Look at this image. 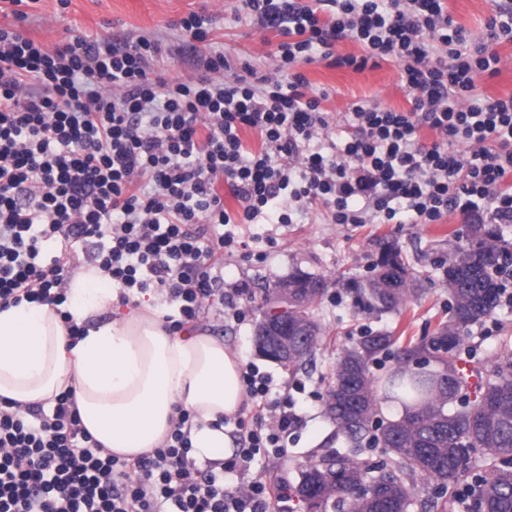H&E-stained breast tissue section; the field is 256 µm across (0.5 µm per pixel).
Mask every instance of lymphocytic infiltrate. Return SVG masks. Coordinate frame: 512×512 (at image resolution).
Wrapping results in <instances>:
<instances>
[{"mask_svg":"<svg viewBox=\"0 0 512 512\" xmlns=\"http://www.w3.org/2000/svg\"><path fill=\"white\" fill-rule=\"evenodd\" d=\"M10 3L15 23L0 26V307L63 303L67 254L79 247L120 304L148 292L176 303L170 330L198 328L218 305L240 323L250 310L224 280L234 225L288 224L312 205L335 224H435L451 213L512 223V96L475 94L479 77L500 71L496 45L512 42V0H496L477 37L444 0H243L281 38L275 68L253 79L207 50L205 13L178 23L204 46L195 75L180 79L153 68L160 41L86 35L50 49L19 28L31 0ZM346 39L362 55H338ZM316 61L396 63L409 109L355 104L351 133L325 147L328 93L302 72ZM245 129L259 133V151L243 143ZM52 238L64 253L42 262ZM241 380L254 415L236 419L233 454L203 470L189 457L187 411L162 447L127 459L82 427L73 390L48 411L1 401L0 512H268L283 486L254 480L232 493L224 477L284 454L298 418L288 400L269 399L258 368L245 366Z\"/></svg>","mask_w":512,"mask_h":512,"instance_id":"obj_1","label":"lymphocytic infiltrate"}]
</instances>
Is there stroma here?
Listing matches in <instances>:
<instances>
[{
	"mask_svg": "<svg viewBox=\"0 0 512 512\" xmlns=\"http://www.w3.org/2000/svg\"><path fill=\"white\" fill-rule=\"evenodd\" d=\"M200 11L213 17L212 49L223 51L233 63H249L256 71L272 69L278 39L242 10L238 0H68L64 7L58 0H36L21 30L50 48L85 34L157 38L164 48L158 68L185 78L193 67L178 23ZM303 73L314 89L329 94L322 107L329 114L328 136L335 140L347 135L345 116L358 100L396 109L409 106L399 68L390 61L361 71L314 62L304 66ZM236 233L247 248L225 253L224 277L246 285L242 303L251 309L252 318L239 324L211 314L205 325L210 334L224 339L242 364L255 365L272 377V396L293 401L301 423L289 435L284 455L257 458L250 471L226 477L224 486L233 492L272 472L292 489L298 482V466L309 455L322 452L327 444L343 452L349 449L345 436L337 434L324 413L326 385L340 348L370 330L389 332L404 344L431 335L439 322L447 320L451 298L439 262L465 244L467 228L457 214L437 224H332L324 210L312 209L293 224H243ZM390 245L400 249L405 263L418 274L423 292L397 313L364 309L349 284L365 281L372 263ZM298 270L323 278L327 289L315 311L322 333L313 364L292 376L259 355L254 329L266 290ZM463 336L464 364L480 379L491 378L500 358L512 355V306L499 305L488 321L469 326Z\"/></svg>",
	"mask_w": 512,
	"mask_h": 512,
	"instance_id": "obj_1",
	"label": "stroma"
}]
</instances>
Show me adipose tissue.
Instances as JSON below:
<instances>
[{
    "instance_id": "obj_1",
    "label": "adipose tissue",
    "mask_w": 512,
    "mask_h": 512,
    "mask_svg": "<svg viewBox=\"0 0 512 512\" xmlns=\"http://www.w3.org/2000/svg\"><path fill=\"white\" fill-rule=\"evenodd\" d=\"M117 303V289L89 265L62 304L0 308V399L50 406L73 390L83 427L123 458L162 446L183 409L196 416L194 456L223 458L231 441L218 422L244 403L236 353L212 334L167 330L154 299L138 296L120 315ZM67 313L84 328L74 343Z\"/></svg>"
}]
</instances>
